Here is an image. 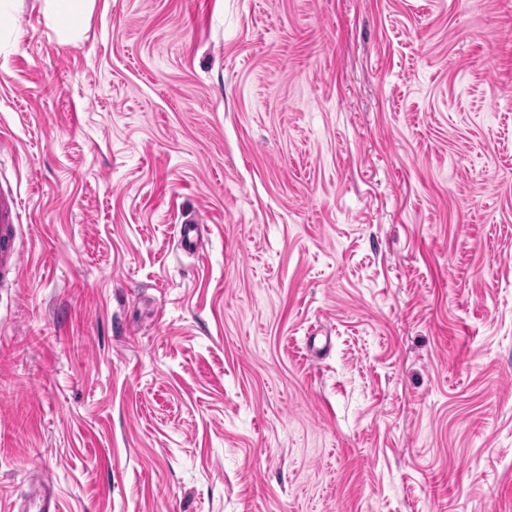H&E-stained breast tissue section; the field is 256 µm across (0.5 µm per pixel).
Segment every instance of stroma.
<instances>
[{
	"instance_id": "stroma-1",
	"label": "stroma",
	"mask_w": 512,
	"mask_h": 512,
	"mask_svg": "<svg viewBox=\"0 0 512 512\" xmlns=\"http://www.w3.org/2000/svg\"><path fill=\"white\" fill-rule=\"evenodd\" d=\"M0 184V512H512V0H0ZM95 0H45L46 12L55 29L66 38H74L83 29ZM21 204L17 194L0 186V283L19 287L24 252L17 245L21 230ZM196 219L187 218L182 224L178 225L177 241L181 249L192 253H199L201 240L198 232Z\"/></svg>"
}]
</instances>
